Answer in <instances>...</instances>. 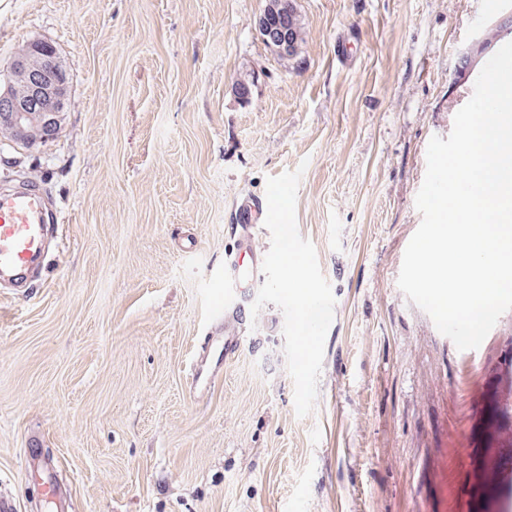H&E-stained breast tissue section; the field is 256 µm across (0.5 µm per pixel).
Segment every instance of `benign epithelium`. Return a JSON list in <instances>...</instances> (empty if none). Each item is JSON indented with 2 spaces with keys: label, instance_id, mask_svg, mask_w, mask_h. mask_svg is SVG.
<instances>
[{
  "label": "benign epithelium",
  "instance_id": "1",
  "mask_svg": "<svg viewBox=\"0 0 512 512\" xmlns=\"http://www.w3.org/2000/svg\"><path fill=\"white\" fill-rule=\"evenodd\" d=\"M291 15L285 6L275 16L262 13L257 17L256 30L269 49L282 54L290 50ZM511 33L509 11L462 54L459 68H468L474 52L489 48L497 37ZM68 88L69 73L55 45L42 40L28 42L0 75V130H7L11 143L21 148L55 138L67 110Z\"/></svg>",
  "mask_w": 512,
  "mask_h": 512
}]
</instances>
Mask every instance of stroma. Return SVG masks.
Segmentation results:
<instances>
[{
    "label": "stroma",
    "instance_id": "35a3bbf8",
    "mask_svg": "<svg viewBox=\"0 0 512 512\" xmlns=\"http://www.w3.org/2000/svg\"><path fill=\"white\" fill-rule=\"evenodd\" d=\"M266 0H0V70L28 41L71 76L59 135L0 143V187L43 185L63 217L46 267L0 285V497L43 512H471L480 383L512 377V310L461 351L397 285L422 217L427 145L488 60L460 56L512 0H295L297 56L259 40ZM252 96L241 102L237 82ZM304 167L297 225L336 300L318 397L298 417L274 304L232 358L194 352L224 306L229 226Z\"/></svg>",
    "mask_w": 512,
    "mask_h": 512
}]
</instances>
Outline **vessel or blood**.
Instances as JSON below:
<instances>
[{"mask_svg": "<svg viewBox=\"0 0 512 512\" xmlns=\"http://www.w3.org/2000/svg\"><path fill=\"white\" fill-rule=\"evenodd\" d=\"M262 202H242L230 230L233 247L224 257V311L215 322L224 326V356L232 358L243 344L242 315L259 285L266 255L258 247ZM59 213L39 185L22 183L0 190V277L20 278L43 258L44 231L58 223Z\"/></svg>", "mask_w": 512, "mask_h": 512, "instance_id": "obj_1", "label": "vessel or blood"}]
</instances>
